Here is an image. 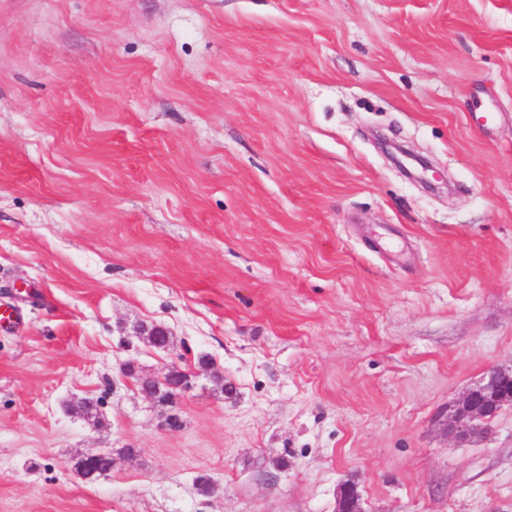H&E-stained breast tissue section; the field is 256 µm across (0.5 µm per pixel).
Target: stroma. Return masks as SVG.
I'll list each match as a JSON object with an SVG mask.
<instances>
[{"label":"stroma","instance_id":"stroma-1","mask_svg":"<svg viewBox=\"0 0 512 512\" xmlns=\"http://www.w3.org/2000/svg\"><path fill=\"white\" fill-rule=\"evenodd\" d=\"M7 306L0 512H512V0H0ZM505 405H512V368H493L487 380L468 390L448 414V431L459 436L476 433Z\"/></svg>","mask_w":512,"mask_h":512}]
</instances>
